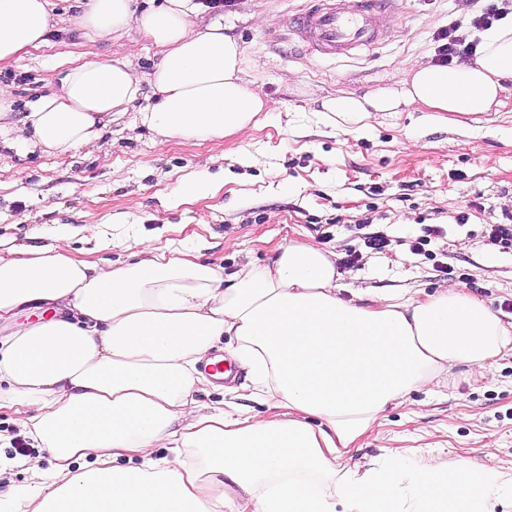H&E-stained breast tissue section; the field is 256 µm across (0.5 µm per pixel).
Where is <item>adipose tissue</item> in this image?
<instances>
[{
  "instance_id": "adipose-tissue-1",
  "label": "adipose tissue",
  "mask_w": 512,
  "mask_h": 512,
  "mask_svg": "<svg viewBox=\"0 0 512 512\" xmlns=\"http://www.w3.org/2000/svg\"><path fill=\"white\" fill-rule=\"evenodd\" d=\"M200 9L199 0H164L137 15L132 0H91L81 18L100 36L138 26L161 48L151 75L159 100L140 122L165 139L243 134L269 109L240 77V44L217 28L192 30ZM48 28V0H0V62L43 44ZM509 79L512 21L484 34L473 63H417L400 83L325 98L321 110L347 121L411 105L475 116L500 106ZM139 92L127 63H84L61 94L34 105L15 139L79 149ZM122 245L128 260L104 267L73 258L62 235L0 257V323L12 326L0 337V408L56 460L47 478L31 459L0 457V471L22 465L34 478L5 512H494L512 503V472L352 454L388 407L444 386L458 365L485 370L512 350V329L480 300L451 285L346 300L328 253L304 243L282 246L273 265L244 267L229 285L191 247ZM43 309L50 318L28 321ZM226 337L265 416L196 398ZM159 448H190L198 460L158 461Z\"/></svg>"
}]
</instances>
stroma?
I'll return each mask as SVG.
<instances>
[{
    "mask_svg": "<svg viewBox=\"0 0 512 512\" xmlns=\"http://www.w3.org/2000/svg\"><path fill=\"white\" fill-rule=\"evenodd\" d=\"M89 2L49 0L45 43L0 63V85L14 98L0 127V168L9 172L0 179V256L50 244L62 227L79 259L116 261L132 230L160 252L195 245L199 262L229 277L249 262L273 264L280 245L293 241L330 254L343 298L400 287L430 292L448 281L512 323V250L488 241L491 226L512 225V80L499 111L479 117L414 105L359 123L317 114L324 97L363 96L402 81L414 63L434 61L437 31L468 23L475 0H391L376 19L385 43L336 59L293 51L289 23L308 0H233L221 12L201 10L193 30L218 27L237 40L242 79L271 104L247 133L208 142H162L141 125L140 111L154 103L150 75L161 51L135 26L108 37L87 31L81 17ZM97 60L130 61L141 76L137 99L104 116L90 145L17 147L11 126L31 103L57 92L74 67ZM202 168L217 191L176 197L180 182ZM46 197L53 209H44ZM87 224L108 225L115 247L95 249L83 237ZM374 235L387 240L385 249L368 247ZM424 237L425 254H412V242ZM198 399L242 413L267 410L244 367L231 386L206 387ZM393 452L465 457L512 472V352L485 373L462 364L437 392L413 393L356 450L369 460Z\"/></svg>",
    "mask_w": 512,
    "mask_h": 512,
    "instance_id": "35a3bbf8",
    "label": "stroma"
}]
</instances>
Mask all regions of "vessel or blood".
<instances>
[{
    "instance_id": "b4317fda",
    "label": "vessel or blood",
    "mask_w": 512,
    "mask_h": 512,
    "mask_svg": "<svg viewBox=\"0 0 512 512\" xmlns=\"http://www.w3.org/2000/svg\"><path fill=\"white\" fill-rule=\"evenodd\" d=\"M348 8L334 0H311L295 16L292 29L305 50L334 57L375 48L383 39L373 20L388 10L390 0H348Z\"/></svg>"
}]
</instances>
